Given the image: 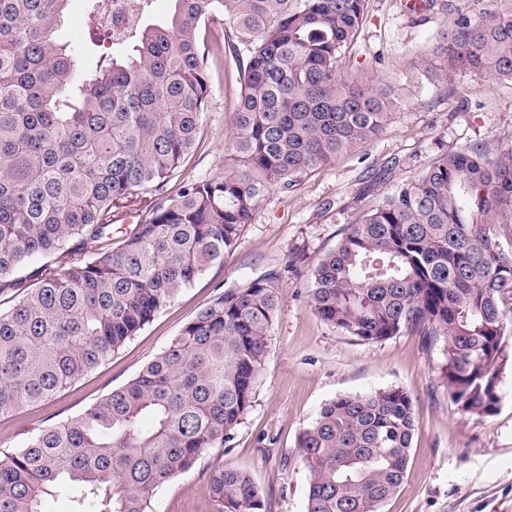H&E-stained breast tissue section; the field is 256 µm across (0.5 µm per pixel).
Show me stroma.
Segmentation results:
<instances>
[{
  "instance_id": "1",
  "label": "stroma",
  "mask_w": 512,
  "mask_h": 512,
  "mask_svg": "<svg viewBox=\"0 0 512 512\" xmlns=\"http://www.w3.org/2000/svg\"><path fill=\"white\" fill-rule=\"evenodd\" d=\"M446 23L444 15L406 12L402 0H369L366 19L340 64L346 76L404 83L402 102L372 142L338 155L291 189L270 188L237 247L185 288L176 301L112 358L51 399L0 419V451L25 447L32 433L73 416L134 377L217 293L276 271L279 312L268 336L252 407L230 448L205 454L161 487L146 512H224L210 494L214 471L249 472L265 512H305L307 469L298 448L321 406L343 395L399 387L413 399L416 431L406 476L381 512H512V333L505 336L500 402L490 416L451 401L440 346L401 332L382 342L345 335L310 306L313 270L350 224L442 152L479 143L512 147V82L462 73L433 85L420 69ZM84 0H69L56 35L84 46L85 70L112 55L111 41L90 38ZM216 52L211 96L186 178L223 174L242 90L233 26L208 24Z\"/></svg>"
}]
</instances>
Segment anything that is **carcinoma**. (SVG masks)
I'll return each instance as SVG.
<instances>
[{"label":"carcinoma","instance_id":"cac0c4a2","mask_svg":"<svg viewBox=\"0 0 512 512\" xmlns=\"http://www.w3.org/2000/svg\"><path fill=\"white\" fill-rule=\"evenodd\" d=\"M126 51L79 77L83 50L60 42L68 0H0V418L42 403L124 347L184 288L224 261L261 195L288 189L389 122L395 86L345 77L339 61L368 0H173ZM424 0L448 24L432 43L431 83L462 72L512 81V10ZM233 23L242 91L224 175L167 185L195 148L211 93L202 24ZM144 205L122 247L97 253L112 225ZM512 216V148L440 154L349 225L312 274L317 315L381 342L406 330L441 345L463 412L499 402L500 300L512 251L491 226ZM278 276L227 289L125 384L0 452V512H145L163 484L222 448L254 403L278 312ZM416 431L401 388L326 402L299 439L306 512H380L401 487ZM224 512H265L242 470L210 479Z\"/></svg>","mask_w":512,"mask_h":512}]
</instances>
